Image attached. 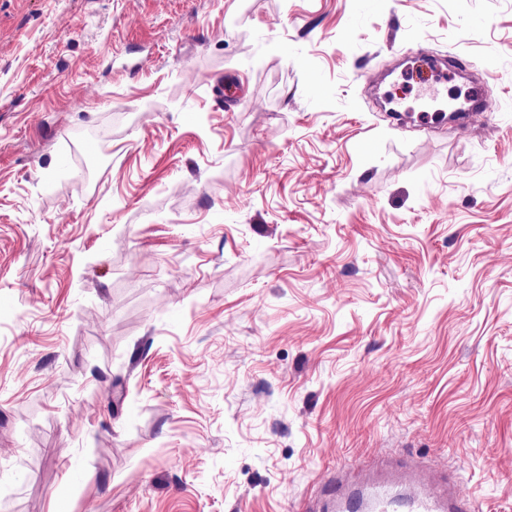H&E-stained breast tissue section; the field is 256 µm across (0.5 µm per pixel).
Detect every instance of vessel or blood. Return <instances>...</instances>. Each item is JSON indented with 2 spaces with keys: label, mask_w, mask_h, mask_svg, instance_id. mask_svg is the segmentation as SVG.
<instances>
[{
  "label": "vessel or blood",
  "mask_w": 512,
  "mask_h": 512,
  "mask_svg": "<svg viewBox=\"0 0 512 512\" xmlns=\"http://www.w3.org/2000/svg\"><path fill=\"white\" fill-rule=\"evenodd\" d=\"M332 512H464L457 498L433 489L414 493L400 480L386 476L359 487L338 489Z\"/></svg>",
  "instance_id": "obj_1"
}]
</instances>
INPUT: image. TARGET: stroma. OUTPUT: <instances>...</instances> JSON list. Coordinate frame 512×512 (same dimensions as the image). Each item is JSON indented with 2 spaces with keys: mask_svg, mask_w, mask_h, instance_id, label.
<instances>
[{
  "mask_svg": "<svg viewBox=\"0 0 512 512\" xmlns=\"http://www.w3.org/2000/svg\"><path fill=\"white\" fill-rule=\"evenodd\" d=\"M388 463L512 512V0H0V512ZM472 82L467 77H460L459 84L455 87L453 93L450 95L448 101L453 109V112L448 115V122H453L454 116L457 112H465L472 105L473 92L470 84Z\"/></svg>",
  "mask_w": 512,
  "mask_h": 512,
  "instance_id": "obj_1",
  "label": "stroma"
}]
</instances>
